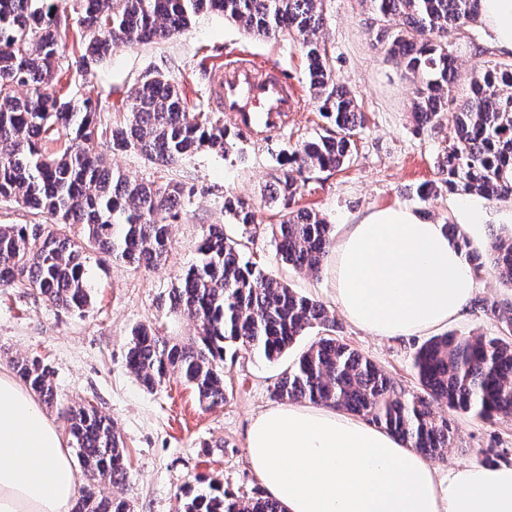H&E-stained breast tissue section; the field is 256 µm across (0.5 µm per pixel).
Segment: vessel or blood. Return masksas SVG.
<instances>
[{
  "mask_svg": "<svg viewBox=\"0 0 512 512\" xmlns=\"http://www.w3.org/2000/svg\"><path fill=\"white\" fill-rule=\"evenodd\" d=\"M210 95L216 111L249 131H280L296 109V96L281 77L261 72L243 57L219 69Z\"/></svg>",
  "mask_w": 512,
  "mask_h": 512,
  "instance_id": "1",
  "label": "vessel or blood"
}]
</instances>
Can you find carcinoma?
Masks as SVG:
<instances>
[{
    "mask_svg": "<svg viewBox=\"0 0 512 512\" xmlns=\"http://www.w3.org/2000/svg\"><path fill=\"white\" fill-rule=\"evenodd\" d=\"M325 0H0V197L48 214L50 224H0V286L26 288L66 311L91 304L84 276L87 251L136 267L157 266L169 253L170 223L183 186L130 180L99 151L136 152L165 170L201 149L225 156L234 142L212 112L188 115L178 86L157 73L130 93L124 123H102L98 104L67 98L63 89L91 74L116 48L164 41L203 10L216 12L259 37L289 36L302 45L314 98L333 129L288 149L270 195L288 213L264 228L281 260L314 276L334 240L332 225L315 213L291 210L299 191L294 173L335 169L351 161L353 136L363 124L355 95L333 71L322 32ZM378 21L375 40L400 59L415 85L414 116L421 131L441 128L456 71L450 38L479 14L481 0H365ZM75 16L78 54L66 55L57 30L60 6ZM512 64L477 63L454 131L439 161L448 192L489 200L512 197ZM64 141L57 149L49 143ZM224 211L248 229L251 205L224 199ZM251 238L207 227L199 259L169 293L170 307L196 323L189 342L165 340L144 326L132 335L127 367L147 390L172 370L200 403L226 401V349L258 351L279 360L308 329L327 335L302 351L273 386L277 400L307 401L344 411L394 434L408 448L436 459L452 442L447 418L434 404L491 421L512 417V307L490 311L503 326L493 335L434 336L413 358L420 392L408 394L370 360L338 339L336 320L257 263L244 259ZM476 277L485 272L512 286V232L492 231L486 255L457 237ZM20 378L51 405L55 393L40 363L19 360ZM83 476L90 484L122 483L127 474L122 438L92 406L65 410ZM181 512H283L267 496L236 497L217 483L183 492ZM73 512H131L123 497L88 489Z\"/></svg>",
    "mask_w": 512,
    "mask_h": 512,
    "instance_id": "carcinoma-1",
    "label": "carcinoma"
}]
</instances>
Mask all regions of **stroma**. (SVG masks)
Listing matches in <instances>:
<instances>
[{"label": "stroma", "mask_w": 512, "mask_h": 512, "mask_svg": "<svg viewBox=\"0 0 512 512\" xmlns=\"http://www.w3.org/2000/svg\"><path fill=\"white\" fill-rule=\"evenodd\" d=\"M375 32L374 15L364 0H326L324 34L332 66L355 94L365 123L354 138L349 165L300 175L296 206L336 226L353 223L366 210L395 203L420 209L432 222L455 223L456 210L468 201V194L445 192L425 206L415 191L438 178L437 161L448 144L454 114L468 94L472 65L482 60L500 62L504 56L491 47L479 22L468 23L465 38L455 45L456 80L442 130L435 135L421 133L412 115L414 84L398 60L376 43ZM241 56L261 69L280 73L295 91L300 109L289 113L285 128L267 138L247 134L225 120L235 143L232 154L222 158L202 151L165 171V179L189 191L170 227L171 248L165 262L135 269L88 252L85 273L91 303L80 312L62 310L32 290L0 287V372L13 373L15 360L22 358L45 365L56 399L44 412L58 427H65L64 411L76 402L91 404L111 418L124 441L127 478L120 486L102 484L98 490L104 496H124L133 512H180L185 489L203 491L213 481L239 497L260 490L246 453L249 426L257 414L274 406V384L298 353L322 336V329L301 336L276 362L256 352L226 353L229 393L218 407L201 405L176 372L156 390H145L130 373L126 355L131 332L141 325L153 326L173 341L192 338L194 322L171 309L168 295L184 270L197 261L203 230L221 224L226 231L241 234V227L231 224L224 212L228 196L250 203L262 223H277L285 209L281 200L271 199L266 186L281 170L283 151L298 140L326 132L329 124L309 90L307 60L298 41L251 36L223 16L206 11L169 40L117 48L92 75L78 79L70 89L73 99L98 102L103 122L112 125L123 122L134 84L158 72L183 89L187 112L206 111L211 69ZM245 256L321 301L336 318L339 339L405 391L418 389L412 357L424 337L380 338L355 327L339 313L328 271L313 277L282 262L268 234L256 233ZM489 301L512 304V289L490 275L479 281L466 318L449 324V331L497 333L500 324L485 307ZM437 411L455 428L453 446L436 461L439 468L477 462L485 451L496 462L512 464V419L483 421L443 404Z\"/></svg>", "instance_id": "35a3bbf8"}]
</instances>
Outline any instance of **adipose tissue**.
<instances>
[{
    "label": "adipose tissue",
    "instance_id": "adipose-tissue-1",
    "mask_svg": "<svg viewBox=\"0 0 512 512\" xmlns=\"http://www.w3.org/2000/svg\"><path fill=\"white\" fill-rule=\"evenodd\" d=\"M478 20L493 46L512 54V0H481ZM330 273L347 320L391 339L464 319L478 284L444 225L402 204L340 225ZM247 457L283 512H512V465L442 470L390 432L332 408H268L250 424ZM76 492L58 426L0 373V512H70Z\"/></svg>",
    "mask_w": 512,
    "mask_h": 512
}]
</instances>
